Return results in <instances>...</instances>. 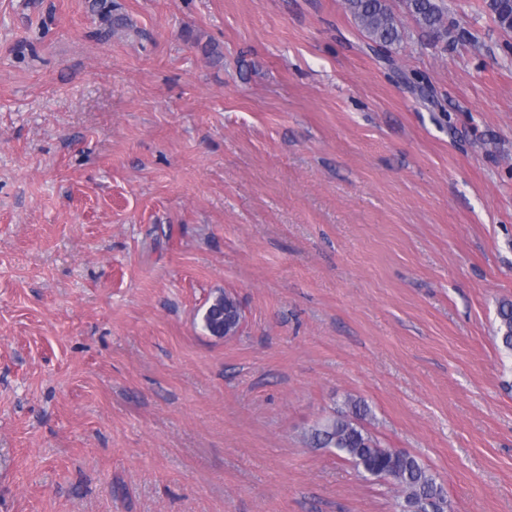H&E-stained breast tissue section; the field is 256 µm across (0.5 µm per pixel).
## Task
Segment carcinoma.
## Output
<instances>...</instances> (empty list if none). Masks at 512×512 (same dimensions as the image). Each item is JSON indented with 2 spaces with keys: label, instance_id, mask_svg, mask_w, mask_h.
<instances>
[{
  "label": "carcinoma",
  "instance_id": "1",
  "mask_svg": "<svg viewBox=\"0 0 512 512\" xmlns=\"http://www.w3.org/2000/svg\"><path fill=\"white\" fill-rule=\"evenodd\" d=\"M358 25L374 43L391 47L401 43V23L387 0H346ZM418 25L440 36L446 32L444 12L437 0H406ZM489 9L505 31L512 30V0H489ZM242 311L237 300L219 293L202 314V326L210 335L223 338L237 334ZM496 339L512 352V301L503 300L497 310ZM371 419L368 405L348 396L343 407L317 422L306 434L312 448H332L337 457L351 463L363 476L385 480L403 496L402 512H447L444 486L415 456L385 448L366 427Z\"/></svg>",
  "mask_w": 512,
  "mask_h": 512
}]
</instances>
